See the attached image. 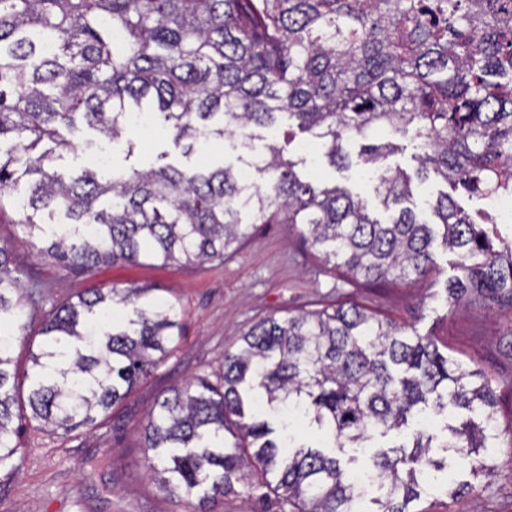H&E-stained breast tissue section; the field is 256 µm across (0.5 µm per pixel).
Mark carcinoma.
<instances>
[{"label": "carcinoma", "mask_w": 512, "mask_h": 512, "mask_svg": "<svg viewBox=\"0 0 512 512\" xmlns=\"http://www.w3.org/2000/svg\"><path fill=\"white\" fill-rule=\"evenodd\" d=\"M188 142L269 126L281 115L323 140L324 156L351 166L348 137L380 128L421 141L417 178L432 171L479 198L512 192V0H0V203L31 212L39 252L92 271L105 262H224L259 224L301 225L325 264L367 284L418 277L436 242L458 257L454 300L472 294L512 304V243L495 248L449 194L432 203L441 231L407 206L412 179L382 166L394 145L361 147L389 220L340 185L303 182L281 149L253 157L268 183L240 169L165 165L65 176L56 151L74 149L81 123L133 151L128 115ZM54 144L40 149L44 141ZM61 224H39L37 214ZM0 247V474L11 477L24 418L69 435L107 416L170 354L180 337L174 305L145 288L93 289L52 304L31 353L19 402L12 353L22 283ZM427 337L410 338L354 304L265 318L224 353L219 381L195 378L156 402L145 458L160 491L216 512L251 457L289 512H364L355 472L327 448L362 447L426 410L478 413L445 426L440 443L419 426L410 446L376 450L367 467L384 499L376 512H408L419 478L453 452L478 479L499 432L487 381ZM29 415H23V409ZM240 441L224 447L230 418ZM320 438L300 442L297 429Z\"/></svg>", "instance_id": "carcinoma-1"}]
</instances>
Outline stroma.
<instances>
[{"label":"stroma","instance_id":"obj_1","mask_svg":"<svg viewBox=\"0 0 512 512\" xmlns=\"http://www.w3.org/2000/svg\"><path fill=\"white\" fill-rule=\"evenodd\" d=\"M257 151L283 148L305 179L341 185L360 195L377 217L385 212L359 167L340 170L322 157L313 133L282 117L253 128ZM76 152L57 163L76 174L88 158L105 152L113 168L224 164L239 167L247 153L232 138L197 145L192 153L158 131L143 138L135 152L125 142L102 138L80 127L72 135ZM23 214L12 205L0 210V246L6 247L21 279L22 322L39 329L52 304L91 288L143 287L152 300L176 304L182 333L173 353L142 381L100 424L74 437L54 434L24 420L18 441V470L0 481V512H189L186 500L160 492L143 455V425L160 395L191 377L215 379L224 353L236 349L243 333L258 321L287 313L353 303L396 324L406 335L431 337L449 361L472 371L475 381L490 380L497 395L496 416L503 435L496 470L481 478L478 492L449 494V480L465 481L467 471L424 485L410 512H512V307L478 297L451 300L446 291L456 257L443 247L424 277L389 279L367 285L325 265L290 224L259 225L253 238L224 263H171L150 260L101 264L94 272L68 269L38 255L23 232ZM218 512H288L289 506L256 473L224 494Z\"/></svg>","mask_w":512,"mask_h":512}]
</instances>
